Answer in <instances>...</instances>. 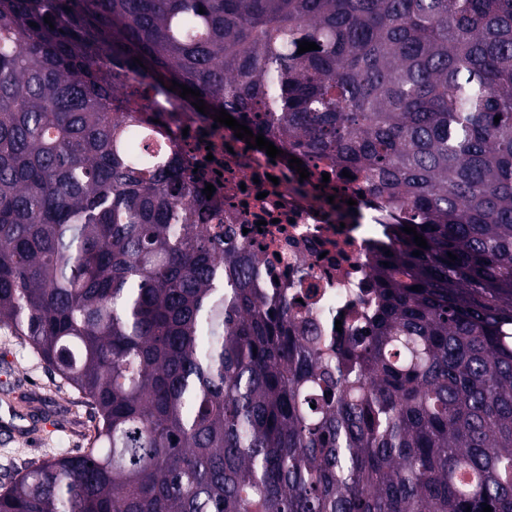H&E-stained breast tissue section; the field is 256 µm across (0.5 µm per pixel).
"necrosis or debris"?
I'll return each mask as SVG.
<instances>
[{
  "label": "necrosis or debris",
  "mask_w": 512,
  "mask_h": 512,
  "mask_svg": "<svg viewBox=\"0 0 512 512\" xmlns=\"http://www.w3.org/2000/svg\"><path fill=\"white\" fill-rule=\"evenodd\" d=\"M152 111L172 135L168 157L194 169L198 185H213L215 208L233 242L259 257L258 287L302 302V314L322 335H351L376 302L371 266L393 240L403 210L383 204L361 176L321 160L305 162L308 178L288 156L268 157L233 133L209 127L160 93ZM356 207H348V199Z\"/></svg>",
  "instance_id": "necrosis-or-debris-1"
}]
</instances>
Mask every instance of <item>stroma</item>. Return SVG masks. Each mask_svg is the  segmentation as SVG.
<instances>
[{"mask_svg":"<svg viewBox=\"0 0 512 512\" xmlns=\"http://www.w3.org/2000/svg\"><path fill=\"white\" fill-rule=\"evenodd\" d=\"M11 408L38 418L39 431L0 440V485L32 464L83 450L96 424L81 393L63 385L28 347L0 330V411Z\"/></svg>","mask_w":512,"mask_h":512,"instance_id":"35a3bbf8","label":"stroma"}]
</instances>
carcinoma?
<instances>
[{"label": "carcinoma", "mask_w": 512, "mask_h": 512, "mask_svg": "<svg viewBox=\"0 0 512 512\" xmlns=\"http://www.w3.org/2000/svg\"><path fill=\"white\" fill-rule=\"evenodd\" d=\"M116 62L410 209L366 329L254 287ZM2 328L97 423L0 512H512V0H0Z\"/></svg>", "instance_id": "carcinoma-1"}]
</instances>
